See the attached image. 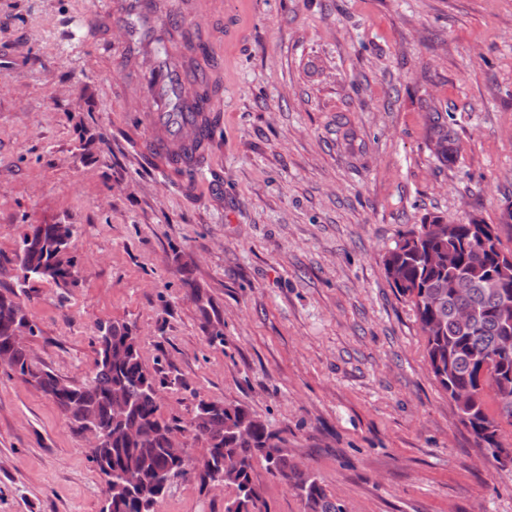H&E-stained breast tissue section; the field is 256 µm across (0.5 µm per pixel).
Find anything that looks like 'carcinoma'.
I'll list each match as a JSON object with an SVG mask.
<instances>
[{
    "label": "carcinoma",
    "instance_id": "carcinoma-1",
    "mask_svg": "<svg viewBox=\"0 0 512 512\" xmlns=\"http://www.w3.org/2000/svg\"><path fill=\"white\" fill-rule=\"evenodd\" d=\"M429 122L430 140L441 146L438 159L453 161L458 149L447 118L433 108ZM480 222L473 216L466 224H450L440 236L421 224L386 253L384 266L397 294L413 305L421 328L433 319L439 321L438 331L426 336L431 371L444 391L467 388L473 392L469 402L455 406L459 422L499 462L512 458V442L505 439V429L512 430V266L500 270L498 236L483 251L484 260L472 257L474 250L483 247ZM47 232V242L58 248H31L24 235L15 250L17 262L24 279L66 287L75 273L74 260L68 256L74 225L50 224ZM430 252L439 257L436 267L426 263ZM459 277L468 282L464 292L456 289ZM463 309L474 315L465 328L458 320ZM22 327L35 333L25 304L15 292L0 290V366L11 377L35 383L68 422L80 428L95 425L106 433L104 448L93 460L104 476L101 512H156L168 491L159 486L158 476L176 470L188 448L174 441L177 425L160 413L163 382L145 369L137 334L126 324L109 322L101 327L94 340V370L75 383L32 361L14 335V329ZM118 400L130 407L121 423L114 421L112 411ZM127 426L136 428L132 440L122 432ZM182 431L204 445L201 481L227 471L236 473L225 481L232 494L224 512H269L254 479L257 461L291 487L305 512H345V505L330 496L314 475L296 467L288 449L275 440L265 423L240 405L202 400ZM124 470L139 473L138 488L120 486L119 474Z\"/></svg>",
    "mask_w": 512,
    "mask_h": 512
}]
</instances>
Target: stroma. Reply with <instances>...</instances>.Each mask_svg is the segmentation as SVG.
<instances>
[{"label":"stroma","mask_w":512,"mask_h":512,"mask_svg":"<svg viewBox=\"0 0 512 512\" xmlns=\"http://www.w3.org/2000/svg\"><path fill=\"white\" fill-rule=\"evenodd\" d=\"M99 2L0 0V290L36 324L35 362L83 381L98 325L118 321L165 419L245 407L347 512H512V462L460 424L383 265L434 215L498 225L512 251V0H243L194 194L138 150L150 87L119 34H89ZM33 224L75 225L73 285L22 280ZM102 486L86 434L0 373V512H100ZM227 496L180 478L158 512H224ZM430 111V142L435 141L441 146V150L438 151L439 148L435 143L430 144V146L434 152L438 151L437 157L439 160L444 163L451 162L455 159L458 149L448 132L447 110L445 111L446 117L437 108H430Z\"/></svg>","instance_id":"1"}]
</instances>
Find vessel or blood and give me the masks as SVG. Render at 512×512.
Segmentation results:
<instances>
[{"label": "vessel or blood", "mask_w": 512, "mask_h": 512, "mask_svg": "<svg viewBox=\"0 0 512 512\" xmlns=\"http://www.w3.org/2000/svg\"><path fill=\"white\" fill-rule=\"evenodd\" d=\"M223 9V0H180L165 15L157 0H109L106 9L110 27L122 30L132 47L126 66L151 82L149 117L156 137L143 153L166 170L190 172L196 185L203 178V161L185 156L181 148L193 141L205 145L212 138L201 114L212 109L218 98L213 88L224 81V45L199 52L194 19Z\"/></svg>", "instance_id": "b4317fda"}]
</instances>
